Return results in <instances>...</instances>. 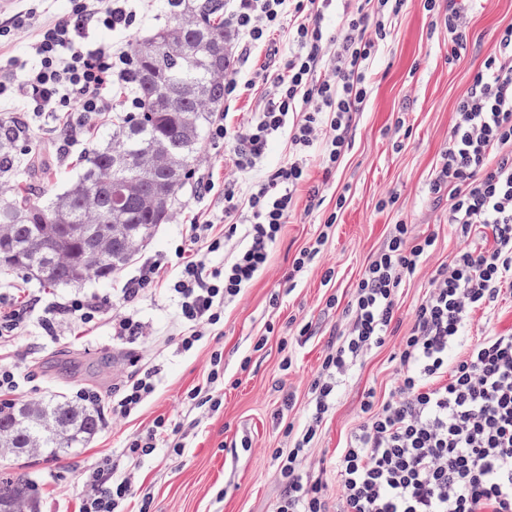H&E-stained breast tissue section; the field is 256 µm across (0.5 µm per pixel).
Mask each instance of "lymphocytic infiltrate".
<instances>
[{"instance_id": "1", "label": "lymphocytic infiltrate", "mask_w": 512, "mask_h": 512, "mask_svg": "<svg viewBox=\"0 0 512 512\" xmlns=\"http://www.w3.org/2000/svg\"><path fill=\"white\" fill-rule=\"evenodd\" d=\"M337 0H225L224 28L235 61L224 75L225 111L215 113L211 144L233 158L235 176L198 169L189 176L195 197L221 196V213H192L173 255L141 256L134 275L114 289V340L145 336L139 303L166 290L174 301L179 352L222 335L224 310L267 268L283 224L296 213L299 190L322 199L310 166L332 173L352 145V130L370 94L372 59L392 35V20L409 0H338L334 31L323 25ZM22 10L0 20V45L15 30L32 28L29 59L0 62V111L55 119L49 158L67 162L93 124L115 112H135L130 86L133 57L124 38L147 18L142 0H70L67 14L47 17L45 0H23ZM479 0H450L444 23L448 57L470 44ZM104 28L121 43L102 46L90 37ZM287 33V46L277 42ZM261 102L246 123L230 112L244 94ZM284 160L267 167L273 141ZM434 200H447L448 221L464 246L433 271L409 324L397 315L401 288L435 251L433 236L394 225L386 245L369 260L347 304L339 342L330 345L310 384L312 395L288 453H276L283 488L275 512H512V330L488 331L464 346L471 314L494 308L512 290V23L501 28L480 69L463 91L427 184ZM490 231L493 244L477 248L472 232ZM224 256L214 265L209 254ZM104 304L92 295L19 299L14 286L0 291V344L19 338L29 321L47 336L62 324L97 326ZM399 336L397 378L382 400L367 397L334 464L339 495L329 500L321 479L303 465L338 388L372 350ZM126 380L104 398L93 387L77 391L83 407L115 419L135 413L156 390L157 367L130 360ZM224 383L222 351H213L205 382L187 391L191 407L216 411ZM190 432L156 419L130 436L119 454L84 471L79 512H119L140 498L138 470L157 449L183 451Z\"/></svg>"}]
</instances>
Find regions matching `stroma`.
Returning a JSON list of instances; mask_svg holds the SVG:
<instances>
[{
    "label": "stroma",
    "instance_id": "1",
    "mask_svg": "<svg viewBox=\"0 0 512 512\" xmlns=\"http://www.w3.org/2000/svg\"><path fill=\"white\" fill-rule=\"evenodd\" d=\"M512 23V0H482L471 20L473 41L457 60L448 58V32L435 24L420 0H412L393 22L392 36L373 61L368 104L353 129V146L332 175L323 204L312 214L296 212L283 225L270 252L267 269L224 312V333L180 354L171 343L175 332L173 304L156 291L140 304L147 335L140 350L149 364L159 366L156 393L126 419L105 420L84 445L61 459L42 455H0V466L19 472L34 485L41 512L64 501L78 508L81 474L93 461L118 453L126 439L152 425L157 417L171 422L201 423L182 453L160 449L140 471L144 492L154 512H273L282 490L276 450L291 448L288 423H300L310 400L309 386L330 342L345 324L344 309L369 257L382 249L400 215H407L415 235L436 238L431 260L407 279L400 312L409 315L422 298L432 271L450 261L460 240L448 222L447 203H436L426 184L448 140V129L459 96L493 44L496 31ZM404 120L406 136L393 143L387 130ZM12 170L0 177V203L16 188L31 185L46 198L75 178L81 157L66 166L48 165L34 172L26 156L13 152ZM345 193L337 207V193ZM399 194L401 210L385 207L387 193ZM214 200L193 199L182 188L169 223L159 225L141 248L154 255L172 253L184 232V216L192 209H216ZM338 219L325 242L319 262L287 287L283 276L296 253L313 242L330 213ZM334 267L331 282L324 268ZM336 304H329V297ZM309 324L299 334V324ZM224 354V389L217 411L193 415L186 392L201 384L213 351ZM394 343L368 353L339 389L335 405L307 452L305 468L322 478L329 496L337 486L332 466L350 431L361 422L368 392L383 396L396 374ZM11 356L31 366L35 389L24 390L18 402L62 396L74 398L78 388L92 386L111 393L129 364L112 341L108 323L84 333L62 325L56 337L30 326L13 346Z\"/></svg>",
    "mask_w": 512,
    "mask_h": 512
}]
</instances>
